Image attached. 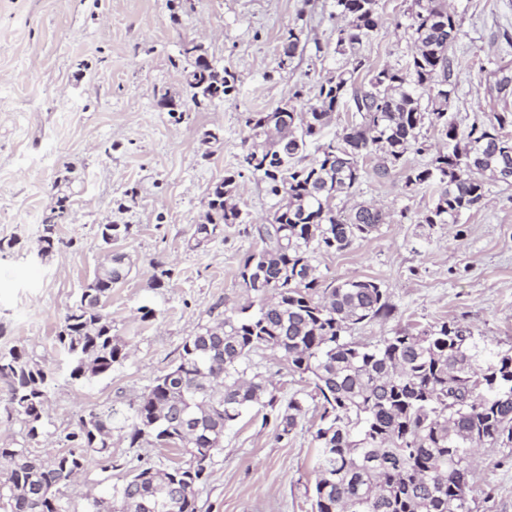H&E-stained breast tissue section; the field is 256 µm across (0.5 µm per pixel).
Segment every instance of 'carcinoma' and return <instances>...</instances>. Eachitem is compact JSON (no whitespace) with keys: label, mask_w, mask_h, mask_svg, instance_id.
Returning a JSON list of instances; mask_svg holds the SVG:
<instances>
[{"label":"carcinoma","mask_w":512,"mask_h":512,"mask_svg":"<svg viewBox=\"0 0 512 512\" xmlns=\"http://www.w3.org/2000/svg\"><path fill=\"white\" fill-rule=\"evenodd\" d=\"M336 10L342 24L334 53L345 65L321 83L316 102L288 113L286 122L276 108L246 118L251 143L238 158L239 172L259 176L276 208L270 223L256 228L265 232L262 247L247 257L241 277L273 281L271 297L250 289L260 300L256 311L243 307L224 316L220 334L208 327L185 340L179 363L130 406L124 416L131 421L130 444L148 436L188 460L162 471L138 467L113 487L119 512H145L146 496L153 497L154 512H171L172 500L176 512H196L209 471L193 467L191 459L202 448L217 455L224 430L247 409L275 408L270 381L248 363L256 349L276 352L308 375L322 399L313 433L315 512H474L472 449H512V353L454 322L404 327L375 344L356 342V325L393 315L386 291L374 280L327 282L314 265L316 254L343 252L386 223V215L369 206L345 214L336 199L359 183L367 157L376 155L373 171L385 176L408 152H423L427 125L441 127L455 145L426 167L407 170L404 188L434 190L421 223H459L485 196L486 178L500 182L503 169H512V137L502 134L512 127V113L476 118L462 131L448 121L449 49L458 24L447 0H411L415 51L403 65L382 67L368 65L361 54L380 26L377 0H336ZM172 64L186 73L191 98L206 106L236 89L233 73L200 63L185 46ZM343 109L358 119L326 137L333 115ZM311 143L317 148L309 160ZM207 206V224L195 230L199 243L207 239L208 224L245 223L233 175L210 189ZM128 229L102 224L101 238L109 244ZM59 244L55 225H44L39 255ZM129 272L123 258H112L65 316L57 339L71 380L105 374L118 360L103 298ZM0 382L8 388L7 416L36 438L54 374L14 348L0 352ZM305 404L304 398L288 402L279 415L283 433ZM180 413L191 417L197 434L181 432ZM116 417L110 410L79 416L65 453L41 457L26 447L0 445V458L11 464L0 480V500L10 512H61L60 487L90 456L111 447Z\"/></svg>","instance_id":"1"}]
</instances>
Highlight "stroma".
<instances>
[{"label": "stroma", "instance_id": "obj_1", "mask_svg": "<svg viewBox=\"0 0 512 512\" xmlns=\"http://www.w3.org/2000/svg\"><path fill=\"white\" fill-rule=\"evenodd\" d=\"M410 0H378L381 27L362 46L372 66L407 59L413 50ZM459 24L448 118L512 111V91L500 92L498 68L512 69V0H448ZM334 0H0V351L24 350L51 370L40 435L0 413V445L40 455L66 451L65 435L80 413L130 405L179 359L185 340L247 305L240 277L260 249L257 225L269 217L258 176L238 173L251 112H269L294 92L315 102L321 82L341 66ZM301 32L302 49L280 65L281 38ZM201 43L214 64L235 72L236 92L201 112L175 120L161 94L186 100L185 74L173 65L182 43ZM216 131L219 142L209 141ZM425 152L408 153L389 176L374 159L350 196L381 209L380 230L315 263L328 280L380 282L395 313L358 325L354 341L374 343L407 325L458 322L475 337L512 349V186L488 181L485 197L459 223L431 228L417 218L431 203L425 189L403 191L407 168L448 148L437 128ZM238 173L243 224H221L203 243L210 187ZM68 217L57 227L60 248L38 257L43 226L60 197ZM125 224V237L104 245L99 227ZM124 256L129 276L113 285L105 310L121 347L111 372L71 381L56 340L83 288L110 256ZM164 274L162 287L154 277ZM253 371L273 385L278 407L312 389L267 349L250 353ZM281 432L265 409L253 408L225 430L222 450L197 498V512H313L320 401ZM178 450L113 431L112 446L59 493L63 512H87L88 492L121 483L127 469L181 462ZM477 512H512V452L479 449L473 460Z\"/></svg>", "mask_w": 512, "mask_h": 512}]
</instances>
